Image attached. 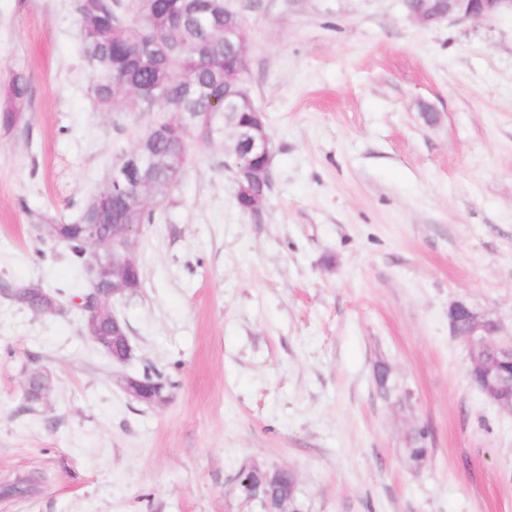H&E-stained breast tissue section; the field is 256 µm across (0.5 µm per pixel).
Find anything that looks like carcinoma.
Masks as SVG:
<instances>
[{
	"mask_svg": "<svg viewBox=\"0 0 512 512\" xmlns=\"http://www.w3.org/2000/svg\"><path fill=\"white\" fill-rule=\"evenodd\" d=\"M78 36L83 56L93 73L91 95L103 112H121L131 106L139 112H156L158 118L137 131L132 151L140 158L128 184L118 190L107 179L83 206L77 219L64 222L45 212L36 219L42 241L65 247L82 278L90 259L86 225H99L101 238L112 241L122 225L156 220L158 203L176 187L196 157L197 150L224 138L225 127L238 131L255 111L250 71L238 48L224 43V0H74ZM29 100V82L22 73L13 76L6 103L0 109V126H17ZM180 107L189 127L173 133L169 103ZM112 197V215L97 208V200ZM41 284L27 282L10 289L14 302L39 312L35 300ZM87 309L81 317L83 331L96 325L107 335V319L99 314L109 304V289L83 291ZM36 476L14 480L0 489L4 497L33 492Z\"/></svg>",
	"mask_w": 512,
	"mask_h": 512,
	"instance_id": "cac0c4a2",
	"label": "carcinoma"
}]
</instances>
